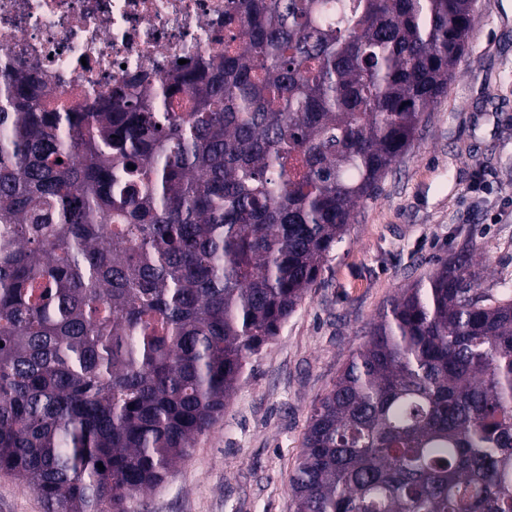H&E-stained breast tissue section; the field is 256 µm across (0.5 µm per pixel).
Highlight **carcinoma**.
Returning <instances> with one entry per match:
<instances>
[{"label": "carcinoma", "mask_w": 512, "mask_h": 512, "mask_svg": "<svg viewBox=\"0 0 512 512\" xmlns=\"http://www.w3.org/2000/svg\"><path fill=\"white\" fill-rule=\"evenodd\" d=\"M475 16L227 0L224 48L85 112L1 78L0 472L47 512H128L163 482L406 155ZM476 251L401 289L313 402L294 512H512V283L482 287Z\"/></svg>", "instance_id": "1"}]
</instances>
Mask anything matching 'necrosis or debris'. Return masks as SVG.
Returning <instances> with one entry per match:
<instances>
[{
  "label": "necrosis or debris",
  "instance_id": "4bbe7bcc",
  "mask_svg": "<svg viewBox=\"0 0 512 512\" xmlns=\"http://www.w3.org/2000/svg\"><path fill=\"white\" fill-rule=\"evenodd\" d=\"M224 44V0H0V72L37 75L47 108L82 111Z\"/></svg>",
  "mask_w": 512,
  "mask_h": 512
}]
</instances>
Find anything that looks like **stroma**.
<instances>
[{"instance_id": "obj_1", "label": "stroma", "mask_w": 512, "mask_h": 512, "mask_svg": "<svg viewBox=\"0 0 512 512\" xmlns=\"http://www.w3.org/2000/svg\"><path fill=\"white\" fill-rule=\"evenodd\" d=\"M483 285L512 278V0H477L456 77L218 423L130 512H293L289 479L312 401L398 289L465 238Z\"/></svg>"}]
</instances>
